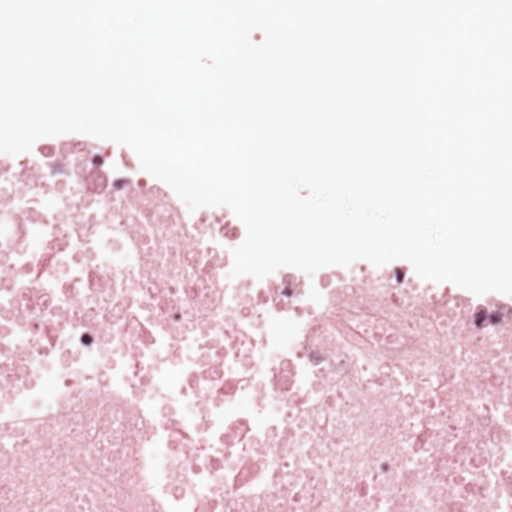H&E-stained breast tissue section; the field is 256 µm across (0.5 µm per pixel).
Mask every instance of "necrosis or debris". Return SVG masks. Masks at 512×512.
Segmentation results:
<instances>
[{
  "mask_svg": "<svg viewBox=\"0 0 512 512\" xmlns=\"http://www.w3.org/2000/svg\"><path fill=\"white\" fill-rule=\"evenodd\" d=\"M246 234L114 143L0 161V512H512V295Z\"/></svg>",
  "mask_w": 512,
  "mask_h": 512,
  "instance_id": "1",
  "label": "necrosis or debris"
}]
</instances>
